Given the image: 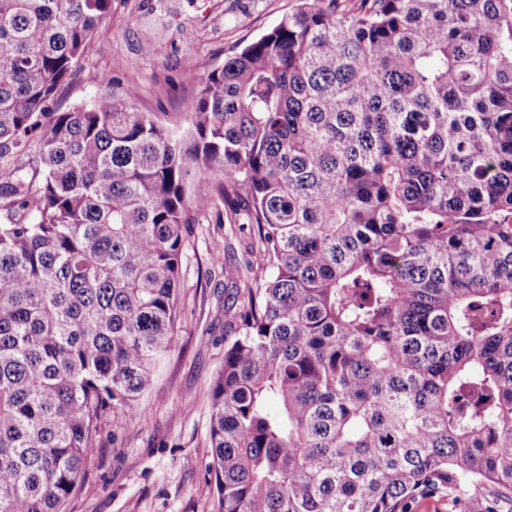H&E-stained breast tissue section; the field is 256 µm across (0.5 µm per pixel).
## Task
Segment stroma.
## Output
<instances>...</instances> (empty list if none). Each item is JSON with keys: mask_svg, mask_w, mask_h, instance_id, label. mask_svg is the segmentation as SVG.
Returning a JSON list of instances; mask_svg holds the SVG:
<instances>
[{"mask_svg": "<svg viewBox=\"0 0 512 512\" xmlns=\"http://www.w3.org/2000/svg\"><path fill=\"white\" fill-rule=\"evenodd\" d=\"M297 0H173L169 26L145 43L143 25L159 0H112V15L95 31L76 71L52 105H89L110 91L135 85L146 112L183 119L203 76L238 47L292 11ZM252 227L202 223L190 227L183 257L175 343L154 388L143 399L146 419L122 410L106 416L81 481L61 512H217L218 494L209 422L210 389L224 362L228 324L241 298L224 272L250 260ZM488 492L436 494L415 500L411 512H485Z\"/></svg>", "mask_w": 512, "mask_h": 512, "instance_id": "1", "label": "stroma"}]
</instances>
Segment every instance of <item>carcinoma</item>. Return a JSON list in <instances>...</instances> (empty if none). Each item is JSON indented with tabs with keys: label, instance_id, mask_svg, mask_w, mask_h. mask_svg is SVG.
<instances>
[{
	"label": "carcinoma",
	"instance_id": "cac0c4a2",
	"mask_svg": "<svg viewBox=\"0 0 512 512\" xmlns=\"http://www.w3.org/2000/svg\"><path fill=\"white\" fill-rule=\"evenodd\" d=\"M299 2L172 125L134 86L50 108L112 0H0V512H59L144 415L213 212L267 273L227 274L219 512L512 493V0Z\"/></svg>",
	"mask_w": 512,
	"mask_h": 512
}]
</instances>
